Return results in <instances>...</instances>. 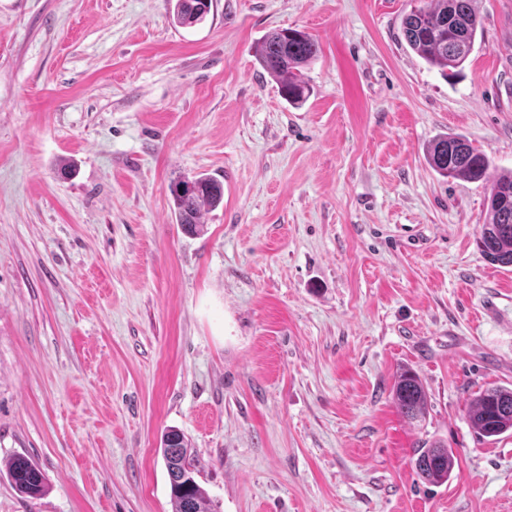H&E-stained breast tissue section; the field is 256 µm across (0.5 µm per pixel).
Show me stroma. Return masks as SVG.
<instances>
[{
    "label": "stroma",
    "instance_id": "obj_1",
    "mask_svg": "<svg viewBox=\"0 0 512 512\" xmlns=\"http://www.w3.org/2000/svg\"><path fill=\"white\" fill-rule=\"evenodd\" d=\"M428 0H0V512H172L178 428L217 512H512V435L470 401L512 388V266L476 246L490 185L439 176L457 133L512 169V0L444 78L401 20ZM318 43L294 106L254 47ZM73 172L63 178L61 165ZM226 179L202 233L172 184ZM419 374L424 421L391 389ZM456 457L448 483L410 459ZM171 22L180 27L201 23L210 12L211 0H175ZM392 399L407 420L420 422L426 417L427 393L421 379L411 367L402 366L397 369ZM467 419L483 438L512 430V388L494 386L479 393L469 404ZM412 463L417 476L423 481L444 484L453 474L456 457L451 449L435 441L417 448ZM5 466L7 478L20 494L35 498L45 492V476L28 456L15 454Z\"/></svg>",
    "mask_w": 512,
    "mask_h": 512
}]
</instances>
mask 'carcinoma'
Returning <instances> with one entry per match:
<instances>
[{
    "label": "carcinoma",
    "instance_id": "carcinoma-1",
    "mask_svg": "<svg viewBox=\"0 0 512 512\" xmlns=\"http://www.w3.org/2000/svg\"><path fill=\"white\" fill-rule=\"evenodd\" d=\"M211 0H176L171 22L191 27L210 12ZM481 29L477 0H430L414 8L402 20V33L411 50L445 77L461 69L473 53ZM255 57L274 78L282 96L301 105L311 95L304 68L317 57L318 46L306 32L285 28L268 33L255 46ZM427 161L442 177L480 181L486 177L489 159L461 134H447L427 148ZM177 222L189 233L204 231L205 211L224 200V185L208 175L179 179L171 186ZM477 248L492 264L512 265V171L493 181L481 225ZM392 399L409 421L420 422L427 414V393L417 373L409 366L397 369ZM467 419L483 438L498 437L512 430V388L494 386L479 393L469 404ZM160 448L167 469L172 512H213L207 492L195 479L191 446L178 429L167 430ZM417 476L430 484H444L453 474L456 457L440 442L415 450L412 460ZM6 476L22 495L38 497L46 490L45 476L29 457L13 455L6 463Z\"/></svg>",
    "mask_w": 512,
    "mask_h": 512
}]
</instances>
